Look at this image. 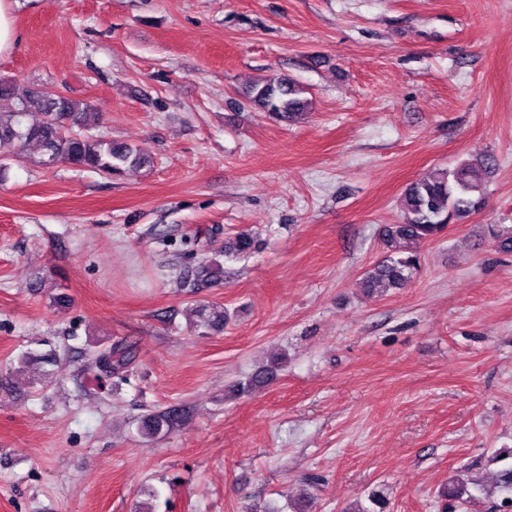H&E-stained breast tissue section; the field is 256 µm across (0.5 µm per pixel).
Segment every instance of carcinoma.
Returning a JSON list of instances; mask_svg holds the SVG:
<instances>
[{
	"instance_id": "obj_1",
	"label": "carcinoma",
	"mask_w": 512,
	"mask_h": 512,
	"mask_svg": "<svg viewBox=\"0 0 512 512\" xmlns=\"http://www.w3.org/2000/svg\"><path fill=\"white\" fill-rule=\"evenodd\" d=\"M245 98L266 115L281 123L293 121L312 105L307 89L300 83L271 76L253 84ZM37 112L40 120L25 122L28 113ZM96 112L86 101L72 96H56L42 88L16 92L13 82L0 80V146L8 144L16 156L23 155L31 144H38L44 155L43 164L52 166L66 162L90 168L110 176L125 169L148 163L139 147L116 143L90 134ZM494 159L463 160L452 168L421 177L406 188L401 205L406 218L401 224H388L381 233L382 258L364 273L363 287L370 292L401 289L411 282L421 265V248L437 238L447 227L480 212L485 206L483 184L471 175L473 166H493ZM488 237L501 253H512V227L490 225ZM255 247L254 237L240 233L224 245V260L232 261ZM193 328L219 331L229 321L220 309H192ZM109 360L113 376H122L134 363L133 349L117 345L97 354ZM175 411L149 414L142 420L143 433L156 436L172 427ZM494 489L498 493L494 512H504L506 501H512V466L496 473ZM491 495V488L477 480L452 475L439 488L437 499L442 512H461L469 503Z\"/></svg>"
}]
</instances>
